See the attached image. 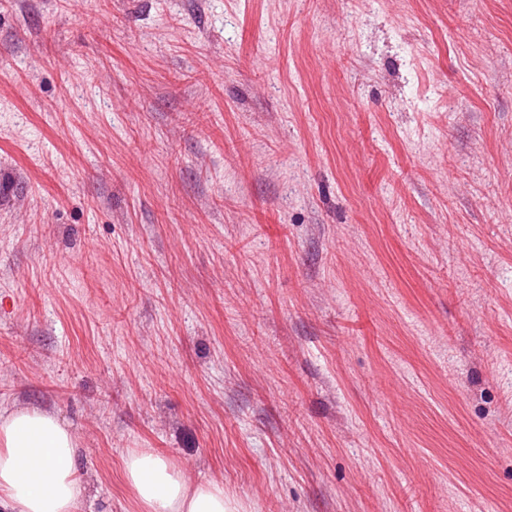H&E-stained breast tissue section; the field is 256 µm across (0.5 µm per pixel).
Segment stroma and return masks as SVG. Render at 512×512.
Returning <instances> with one entry per match:
<instances>
[{
	"mask_svg": "<svg viewBox=\"0 0 512 512\" xmlns=\"http://www.w3.org/2000/svg\"><path fill=\"white\" fill-rule=\"evenodd\" d=\"M83 512H512V0H0V414ZM124 473L144 512H237L228 508L222 483L190 486L181 471L152 452L131 453Z\"/></svg>",
	"mask_w": 512,
	"mask_h": 512,
	"instance_id": "1",
	"label": "stroma"
}]
</instances>
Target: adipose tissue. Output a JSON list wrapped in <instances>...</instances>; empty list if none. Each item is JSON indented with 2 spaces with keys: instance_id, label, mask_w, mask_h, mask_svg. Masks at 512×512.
<instances>
[{
  "instance_id": "1",
  "label": "adipose tissue",
  "mask_w": 512,
  "mask_h": 512,
  "mask_svg": "<svg viewBox=\"0 0 512 512\" xmlns=\"http://www.w3.org/2000/svg\"><path fill=\"white\" fill-rule=\"evenodd\" d=\"M75 436L55 415L19 409L0 419V512H80ZM125 479L144 512H230L218 482L189 485L148 451L131 453Z\"/></svg>"
}]
</instances>
